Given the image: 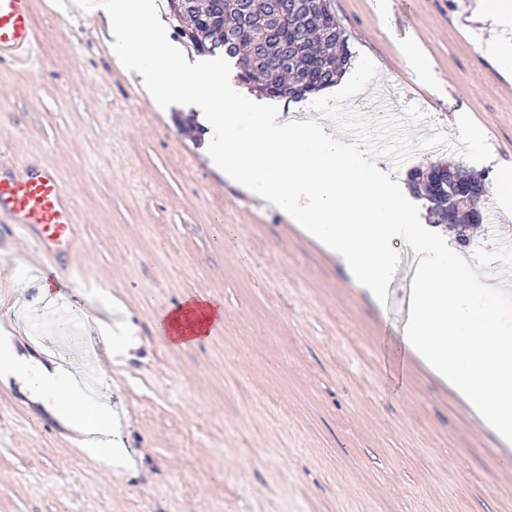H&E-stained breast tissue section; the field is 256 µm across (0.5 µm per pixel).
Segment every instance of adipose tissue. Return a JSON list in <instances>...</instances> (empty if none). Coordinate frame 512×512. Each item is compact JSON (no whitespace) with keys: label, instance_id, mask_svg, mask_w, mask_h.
Returning <instances> with one entry per match:
<instances>
[{"label":"adipose tissue","instance_id":"ef3b65f1","mask_svg":"<svg viewBox=\"0 0 512 512\" xmlns=\"http://www.w3.org/2000/svg\"><path fill=\"white\" fill-rule=\"evenodd\" d=\"M223 315L222 307L201 299H187L164 313L160 330L172 337L174 343L184 345L192 337L203 340L210 325ZM0 379L23 382L33 399L56 417L69 421L91 446H113V438L120 428L118 420L104 402L78 409L81 391L70 371L48 368L6 347L0 349Z\"/></svg>","mask_w":512,"mask_h":512}]
</instances>
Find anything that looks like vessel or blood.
Wrapping results in <instances>:
<instances>
[{
	"instance_id": "b4317fda",
	"label": "vessel or blood",
	"mask_w": 512,
	"mask_h": 512,
	"mask_svg": "<svg viewBox=\"0 0 512 512\" xmlns=\"http://www.w3.org/2000/svg\"><path fill=\"white\" fill-rule=\"evenodd\" d=\"M35 51L31 0H0V62L30 58ZM14 174L0 171V223L31 235L39 247L53 242L72 244L78 224L69 197L56 174L15 163Z\"/></svg>"
}]
</instances>
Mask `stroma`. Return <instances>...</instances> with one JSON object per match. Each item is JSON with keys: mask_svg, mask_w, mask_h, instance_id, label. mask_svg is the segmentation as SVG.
<instances>
[{"mask_svg": "<svg viewBox=\"0 0 512 512\" xmlns=\"http://www.w3.org/2000/svg\"><path fill=\"white\" fill-rule=\"evenodd\" d=\"M352 59L379 72L352 107L368 116L418 106L457 136L469 115L490 161L466 162L490 187L474 245L512 242L496 188L512 172V74L498 72V29L475 0H329ZM33 60L0 63V160L54 169L82 239L42 271L18 232L0 248V337L47 367L82 363L121 420L128 467L0 382V512H512V462L496 434L402 336L418 258L404 239L380 302L289 214L207 159L179 125L118 73L105 21L69 0H33ZM413 42L431 74L401 50ZM53 291H46V284ZM223 306L197 344L157 327L183 298ZM62 304L79 344L49 354L35 309Z\"/></svg>", "mask_w": 512, "mask_h": 512, "instance_id": "stroma-1", "label": "stroma"}]
</instances>
